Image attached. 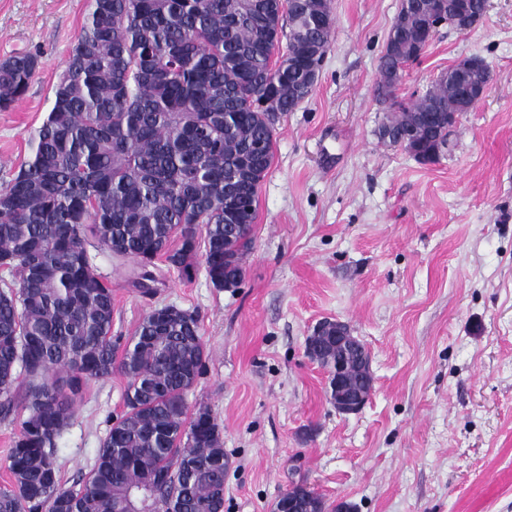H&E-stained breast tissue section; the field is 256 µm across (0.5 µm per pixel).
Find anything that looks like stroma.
Here are the masks:
<instances>
[{
  "mask_svg": "<svg viewBox=\"0 0 512 512\" xmlns=\"http://www.w3.org/2000/svg\"><path fill=\"white\" fill-rule=\"evenodd\" d=\"M333 41L310 97L279 116L253 247L238 287L164 270L154 297L112 271V333L157 304L195 312L209 352L187 393L223 430L224 512H273L291 482L354 512H512V0L471 28L440 27L405 65L415 98L459 60L492 79L433 162L377 135L389 108L379 61L400 0H330ZM89 0H0V61L39 57L27 94L0 110V183L31 151ZM349 325L370 355L363 409L336 412L310 361L315 325ZM126 378L90 382L57 440L61 480L92 467L125 410Z\"/></svg>",
  "mask_w": 512,
  "mask_h": 512,
  "instance_id": "stroma-1",
  "label": "stroma"
}]
</instances>
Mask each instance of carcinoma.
Listing matches in <instances>:
<instances>
[{
	"instance_id": "obj_1",
	"label": "carcinoma",
	"mask_w": 512,
	"mask_h": 512,
	"mask_svg": "<svg viewBox=\"0 0 512 512\" xmlns=\"http://www.w3.org/2000/svg\"><path fill=\"white\" fill-rule=\"evenodd\" d=\"M482 2L401 0L379 66L393 112L379 140L438 158L448 113L462 111L463 87L491 82L489 66L467 58L408 101L388 76L432 39L423 18L466 30ZM332 26L328 0H90L32 153L0 184V269L11 276L0 289V420L17 427L0 512H224L220 425L185 402L208 357L198 316L157 306L120 343L112 284L86 243L107 249L117 272L136 261L144 296L156 294L160 255L187 278L201 263L215 287H237L273 160L271 118L309 97ZM38 64L30 53L0 62V108L27 93ZM313 342L322 367L344 361L352 388L368 392L356 352ZM116 371L125 410L88 474L65 487L55 440L84 387Z\"/></svg>"
}]
</instances>
